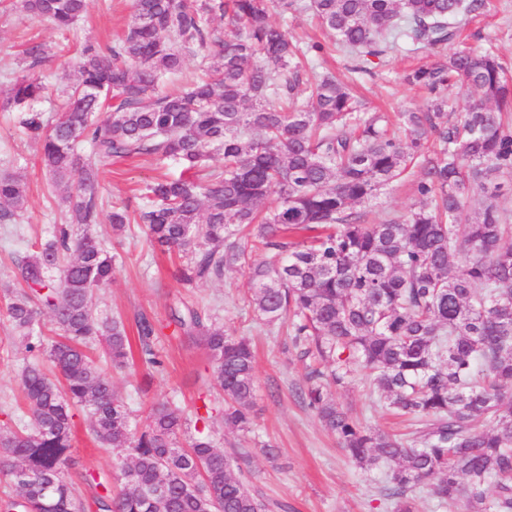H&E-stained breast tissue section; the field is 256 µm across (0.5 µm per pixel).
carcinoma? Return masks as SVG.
<instances>
[{"label": "carcinoma", "mask_w": 512, "mask_h": 512, "mask_svg": "<svg viewBox=\"0 0 512 512\" xmlns=\"http://www.w3.org/2000/svg\"><path fill=\"white\" fill-rule=\"evenodd\" d=\"M19 5L61 31L87 11V0ZM300 8L299 0H132L120 40L80 49L57 118L37 108L45 87L34 76L16 79L0 105L19 108L45 169L68 183L69 212L39 251L17 260L20 288L3 293L31 361L19 381L27 421L0 428V476L14 489L0 512H270L239 465L242 453L214 439L217 420L232 432L253 424L246 337L194 308L172 313L175 328L206 350L223 401L200 398L192 418L156 402L139 431L88 353L99 340L113 369L130 365L124 322L91 307L116 264L91 227L98 167L136 155L172 160L182 172L148 185L133 213L112 206V233L144 225L149 241L185 258L175 272L185 287L244 270L257 318L270 331L286 327L308 361L299 398L356 466L381 472L380 494L394 512H416L422 492L448 512H512V216L497 204L512 184V80L494 51L460 50L404 72L427 92L422 107L364 112L332 74L304 77L324 45L293 40L270 17ZM309 8L342 51L368 62L403 43L418 51L455 41L459 20L483 13L487 0H310ZM215 18L235 39L210 28ZM191 46L207 52L206 76L159 91ZM454 84L478 95L463 112L445 95ZM87 140L91 161L79 151ZM214 151L221 169L207 165ZM411 167L419 207L365 222L355 207ZM273 190L276 205L260 210ZM25 203V186L0 178V220ZM256 243L274 260H254ZM45 315L55 339L33 335ZM136 329L143 362L161 369L155 324L142 315ZM357 368L372 402L405 418L406 432L368 428L337 402ZM77 405L90 414L93 439L124 455L115 494L92 472L71 473ZM75 478L102 492L87 501Z\"/></svg>", "instance_id": "obj_1"}]
</instances>
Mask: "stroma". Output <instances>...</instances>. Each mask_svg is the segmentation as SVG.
I'll return each instance as SVG.
<instances>
[{"label": "stroma", "mask_w": 512, "mask_h": 512, "mask_svg": "<svg viewBox=\"0 0 512 512\" xmlns=\"http://www.w3.org/2000/svg\"><path fill=\"white\" fill-rule=\"evenodd\" d=\"M484 13L469 19L462 41L448 44V52L462 49H494L512 70V0H488ZM131 0H89L85 16L71 31L61 32L45 21L22 11L14 0H0V99L12 83L27 74L23 51L29 41L46 44L48 53L37 74L46 87L42 107L52 110L75 79L73 49L85 44L103 47L112 43L129 24ZM296 40L326 45L318 65L351 82L367 110L402 112L422 105L425 95L403 81L413 63L431 60L429 51H402L371 64L368 72L355 71L353 56L331 51L333 33L321 29L311 10L273 13ZM179 166L143 155L115 159L100 170L98 192L105 206L125 204L135 209L139 191L148 182L179 175ZM13 175L26 185L27 202L11 221H0V284L12 281L15 259L32 254L47 240L54 225L65 223L67 209L60 191L53 188L40 162V147L18 129L15 114L0 112V177ZM419 197L414 177L395 181L366 205L368 221L398 217L417 207ZM93 232L112 253L121 255L111 282L94 291L92 306L102 315L120 317L135 332L140 315L156 324L155 346L164 359L162 372H152L134 363L112 381L136 420H143L156 401L169 400L192 410L201 393L216 391L207 353L188 339L174 334L171 310L187 303L203 313L218 317L226 330L250 337L255 349L256 394L250 432H225L219 447L245 448L240 459L255 493L267 501H285L291 512H392L379 495L380 472L357 469L341 451L334 434L322 426L315 414L297 400L295 391L305 379V367L297 358L287 336L267 331L247 303L248 280L243 270L225 272L222 280L183 287L175 278V256L162 253L147 238L142 225H130L122 236H114L108 216H100ZM26 353L5 316L0 315V425L14 424L21 414L19 373ZM353 416L363 424L388 429L392 419L381 409L370 408L363 375H356L338 394ZM75 433L71 456L79 472L116 474L120 455L97 445L88 428L86 409L74 410ZM278 450L277 457L265 453L266 446Z\"/></svg>", "instance_id": "1"}]
</instances>
